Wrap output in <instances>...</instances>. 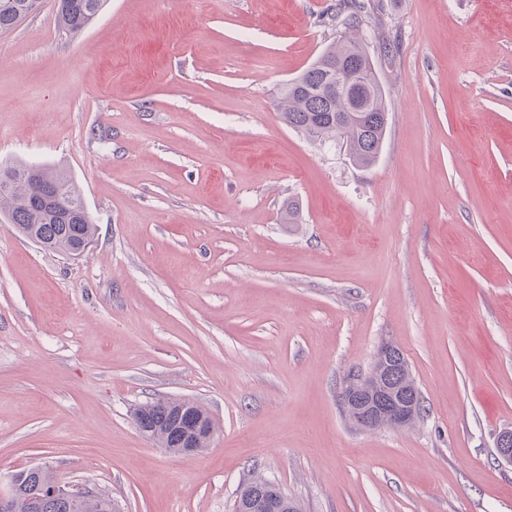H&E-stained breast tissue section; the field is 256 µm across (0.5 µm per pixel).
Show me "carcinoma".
Returning a JSON list of instances; mask_svg holds the SVG:
<instances>
[{"mask_svg":"<svg viewBox=\"0 0 512 512\" xmlns=\"http://www.w3.org/2000/svg\"><path fill=\"white\" fill-rule=\"evenodd\" d=\"M32 0H0V31H6L30 14ZM105 0H58V27L66 37H78L100 13ZM382 9V0H338L329 16V25L338 38L326 47L313 63L279 89L275 108L288 127L319 144L344 148L354 166L368 168L379 159L388 123L385 89L376 72L364 31L370 12ZM351 67V72L372 75L362 96L367 111H351V100L341 93H329L326 74L336 60ZM11 184L0 187V214L20 227L38 224L50 242V251L67 253L73 245V232L94 237L93 219L85 220L78 205L83 195L72 177L50 167L33 170L19 162L10 168ZM183 403L166 399L148 402L135 412L136 425L151 429L150 438L163 448L179 447L189 418V411H180ZM269 482L255 477L243 484L238 496L253 497L266 492ZM41 512H112L107 498L73 503L51 501Z\"/></svg>","mask_w":512,"mask_h":512,"instance_id":"1","label":"carcinoma"}]
</instances>
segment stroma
Here are the masks:
<instances>
[{
	"label": "stroma",
	"instance_id": "obj_1",
	"mask_svg": "<svg viewBox=\"0 0 512 512\" xmlns=\"http://www.w3.org/2000/svg\"><path fill=\"white\" fill-rule=\"evenodd\" d=\"M335 3L107 0L70 40L40 0L0 31V163L64 171L97 226L72 258L0 222V483L233 512L259 474L302 512H512V0H390L367 169L273 105ZM384 342L426 412L363 429L340 393ZM170 398L207 448L139 432Z\"/></svg>",
	"mask_w": 512,
	"mask_h": 512
}]
</instances>
